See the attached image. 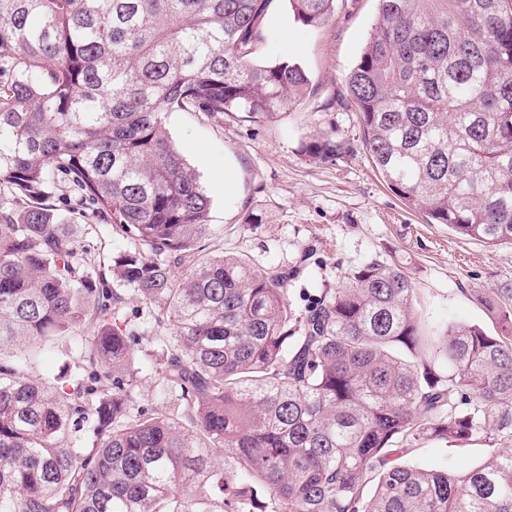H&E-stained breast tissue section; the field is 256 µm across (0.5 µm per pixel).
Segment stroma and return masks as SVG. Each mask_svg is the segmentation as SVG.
<instances>
[{
	"mask_svg": "<svg viewBox=\"0 0 512 512\" xmlns=\"http://www.w3.org/2000/svg\"><path fill=\"white\" fill-rule=\"evenodd\" d=\"M377 16L376 0H337L334 15L313 27L295 18L288 0H279L256 60L300 63L314 86L310 99L260 122L242 112L168 113L167 129L211 200L217 234L204 252L243 255L264 270H293L287 288L298 308L343 286L349 273L367 264L399 263L409 269L430 319L498 333L501 326L485 302L495 296L512 305V247L461 238L408 210L364 154L355 113L327 106L342 91ZM332 132L349 141L351 154L333 164L303 155L309 135ZM228 168L235 176L229 196L223 188ZM73 222L88 259L107 261L122 248L110 225H88L78 214ZM489 451L482 441H431L405 461L456 471L479 464Z\"/></svg>",
	"mask_w": 512,
	"mask_h": 512,
	"instance_id": "obj_1",
	"label": "stroma"
}]
</instances>
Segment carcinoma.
Returning a JSON list of instances; mask_svg holds the SVG:
<instances>
[{
    "label": "carcinoma",
    "mask_w": 512,
    "mask_h": 512,
    "mask_svg": "<svg viewBox=\"0 0 512 512\" xmlns=\"http://www.w3.org/2000/svg\"><path fill=\"white\" fill-rule=\"evenodd\" d=\"M275 2L0 0V512H255L260 489L263 512H512V308L498 336L433 325L407 268L375 262L298 309L289 272L200 255L210 199L166 115L271 119L311 96L297 63H255ZM288 2L307 25L336 9ZM377 2L336 103L407 209L512 246V0ZM67 212L129 244L118 287ZM126 287L155 328L127 319ZM78 337L68 377L24 376ZM433 440L498 449L400 462ZM495 447L483 441L456 446L442 442H428L419 445L404 461L409 465L439 471H457L479 464Z\"/></svg>",
    "instance_id": "1"
}]
</instances>
